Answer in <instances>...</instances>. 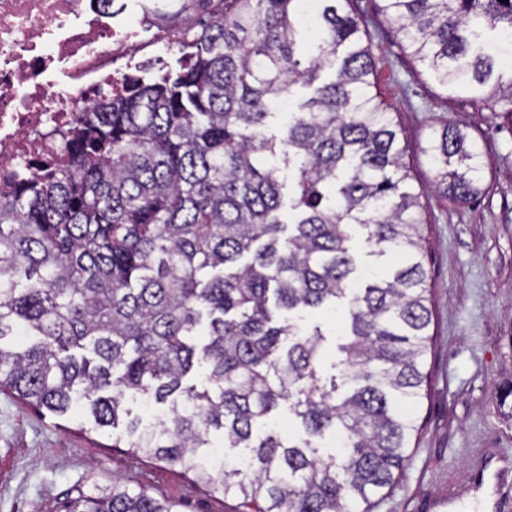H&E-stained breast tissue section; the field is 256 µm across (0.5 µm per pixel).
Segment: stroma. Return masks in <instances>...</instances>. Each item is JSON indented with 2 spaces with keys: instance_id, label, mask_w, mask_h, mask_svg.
<instances>
[{
  "instance_id": "stroma-1",
  "label": "stroma",
  "mask_w": 512,
  "mask_h": 512,
  "mask_svg": "<svg viewBox=\"0 0 512 512\" xmlns=\"http://www.w3.org/2000/svg\"><path fill=\"white\" fill-rule=\"evenodd\" d=\"M379 0H352L374 45V93L389 105L420 195L425 270L433 288L429 391L399 482L372 512H429L437 496L477 512V461L512 460V408L496 394L512 385V117L506 103L442 88L410 57ZM451 124L474 136L486 163L482 194L455 202L435 188L422 152L432 129ZM121 482L177 501L179 512H239L237 499L180 467L119 447L111 430L76 415L34 409L0 391V512H63L71 491Z\"/></svg>"
}]
</instances>
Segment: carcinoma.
Instances as JSON below:
<instances>
[{
  "mask_svg": "<svg viewBox=\"0 0 512 512\" xmlns=\"http://www.w3.org/2000/svg\"><path fill=\"white\" fill-rule=\"evenodd\" d=\"M442 87L512 116V71L491 48L512 0H381ZM179 72L102 93L54 142L50 176L0 195V389L122 428L124 447L240 500L241 512H372L404 473L427 396L431 285L424 218L397 124L372 93L373 44L349 0H196ZM332 78L320 80L324 70ZM279 136L262 129L293 87ZM438 192H481L484 154L444 125L423 147ZM373 271L359 279L349 228ZM334 312L329 332L293 314ZM208 386L187 383L198 368ZM161 407L145 425L126 404ZM304 435L255 434L283 405ZM249 454L229 469L209 439ZM332 433L341 446L321 452ZM66 512H178L126 485L77 488Z\"/></svg>",
  "mask_w": 512,
  "mask_h": 512,
  "instance_id": "1",
  "label": "carcinoma"
}]
</instances>
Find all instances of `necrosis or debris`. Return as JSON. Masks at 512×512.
Listing matches in <instances>:
<instances>
[{
	"label": "necrosis or debris",
	"instance_id": "1",
	"mask_svg": "<svg viewBox=\"0 0 512 512\" xmlns=\"http://www.w3.org/2000/svg\"><path fill=\"white\" fill-rule=\"evenodd\" d=\"M191 0H0V194L24 170L54 167L47 134L78 107L158 72L191 38Z\"/></svg>",
	"mask_w": 512,
	"mask_h": 512
}]
</instances>
